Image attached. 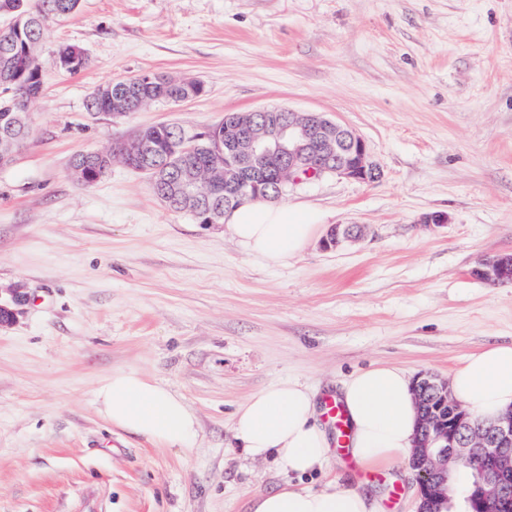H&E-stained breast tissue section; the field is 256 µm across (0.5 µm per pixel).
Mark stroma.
Segmentation results:
<instances>
[{"label": "stroma", "mask_w": 512, "mask_h": 512, "mask_svg": "<svg viewBox=\"0 0 512 512\" xmlns=\"http://www.w3.org/2000/svg\"><path fill=\"white\" fill-rule=\"evenodd\" d=\"M65 42L86 69L60 68ZM38 55L28 135L0 167V293L28 295L0 328V512H85L90 496L104 512H248L285 481L235 446L233 413L254 392L298 379L322 395L385 363L444 379L512 345V281L473 274L512 254V0H80ZM145 72L205 91L88 114L94 88ZM259 108L326 112L365 140L378 180L322 176L278 199L360 225L359 242L316 239L269 267L121 160L91 187L68 176L75 154L141 127L191 133ZM434 213L447 223H425ZM118 369L184 397L194 447L98 415L95 390ZM329 479L416 512L407 462L362 470L337 453L297 483Z\"/></svg>", "instance_id": "1"}]
</instances>
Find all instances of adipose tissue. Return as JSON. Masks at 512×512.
Listing matches in <instances>:
<instances>
[{"instance_id":"obj_1","label":"adipose tissue","mask_w":512,"mask_h":512,"mask_svg":"<svg viewBox=\"0 0 512 512\" xmlns=\"http://www.w3.org/2000/svg\"><path fill=\"white\" fill-rule=\"evenodd\" d=\"M224 221L248 254L265 265L283 266L307 247L324 219L316 210L253 201L229 211ZM449 390L480 424H493L512 411V345L470 354L450 373ZM335 395L346 410L348 449L358 462L383 466L411 453L420 411L408 370L374 366L353 374ZM95 406L113 427L162 448H188L198 436V419L184 399L140 372L113 371L97 387ZM319 415L314 391L300 380H281L238 407L233 437L245 457H271L286 472L310 474L330 457V436ZM251 512H381V502L363 488L330 481L317 490L287 485L259 494Z\"/></svg>"}]
</instances>
